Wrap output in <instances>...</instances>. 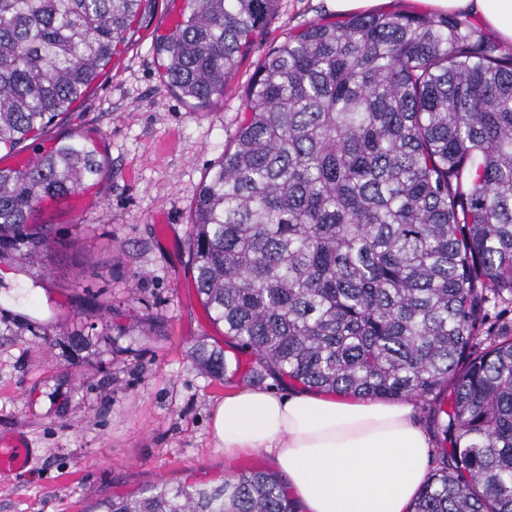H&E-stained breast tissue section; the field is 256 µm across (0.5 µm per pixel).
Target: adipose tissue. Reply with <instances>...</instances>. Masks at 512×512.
<instances>
[{"label":"adipose tissue","instance_id":"adipose-tissue-1","mask_svg":"<svg viewBox=\"0 0 512 512\" xmlns=\"http://www.w3.org/2000/svg\"><path fill=\"white\" fill-rule=\"evenodd\" d=\"M427 10L477 16L512 46V0H422ZM225 455L256 451L275 465L299 512H412L432 445L411 403L317 391L241 388L210 421Z\"/></svg>","mask_w":512,"mask_h":512}]
</instances>
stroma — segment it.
<instances>
[{
	"mask_svg": "<svg viewBox=\"0 0 512 512\" xmlns=\"http://www.w3.org/2000/svg\"><path fill=\"white\" fill-rule=\"evenodd\" d=\"M173 0H149L121 55L45 140L77 137L103 165L95 202L42 207V264L0 259V440L22 438L26 472L0 471V512H99L158 483L218 484L274 472L262 454L226 458L210 414L239 380L218 382L198 343L249 362L208 317L189 261L192 206L231 146L259 59L313 21L327 0H281L224 96L191 108L160 77L154 44ZM96 334L72 352L71 333Z\"/></svg>",
	"mask_w": 512,
	"mask_h": 512,
	"instance_id": "obj_1",
	"label": "stroma"
}]
</instances>
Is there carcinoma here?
Here are the masks:
<instances>
[{"mask_svg":"<svg viewBox=\"0 0 512 512\" xmlns=\"http://www.w3.org/2000/svg\"><path fill=\"white\" fill-rule=\"evenodd\" d=\"M145 0H0V150L81 99ZM280 0H184L156 44L196 108L224 97ZM233 148L195 199L197 292L252 357L195 348L212 378L270 376L364 399H434L437 465L414 512H512V49L466 16L378 12L310 23L272 47ZM74 139L0 167V257L38 262L47 200L96 181ZM104 512H298L282 481L153 486Z\"/></svg>","mask_w":512,"mask_h":512,"instance_id":"cac0c4a2","label":"carcinoma"}]
</instances>
